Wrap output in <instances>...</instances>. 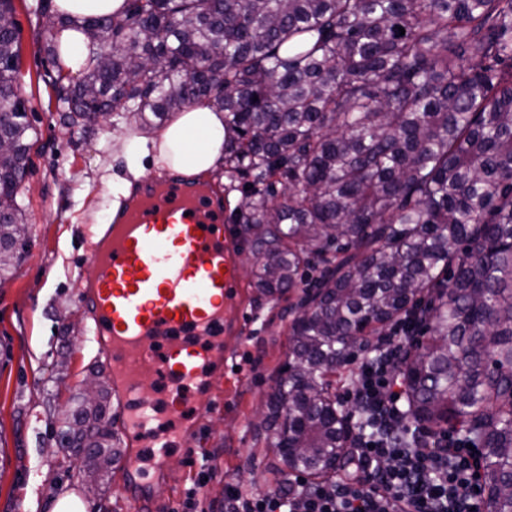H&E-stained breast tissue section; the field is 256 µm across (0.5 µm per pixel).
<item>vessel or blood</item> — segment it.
I'll list each match as a JSON object with an SVG mask.
<instances>
[{"label": "vessel or blood", "mask_w": 512, "mask_h": 512, "mask_svg": "<svg viewBox=\"0 0 512 512\" xmlns=\"http://www.w3.org/2000/svg\"><path fill=\"white\" fill-rule=\"evenodd\" d=\"M146 200L125 206L93 245L98 273L82 293L93 310L91 328L118 382L119 408L128 437L150 432L155 406L143 384L162 376L172 382L165 413L174 427L185 421L186 390L207 386L208 407L222 399L223 381L208 371L228 325L224 305L243 304L237 271L238 241L227 231L230 216L217 201L171 184L161 193L142 190ZM209 337L205 347L186 335ZM168 342L157 351L159 339ZM143 487L168 469L167 458L149 463L138 456L119 460Z\"/></svg>", "instance_id": "1"}]
</instances>
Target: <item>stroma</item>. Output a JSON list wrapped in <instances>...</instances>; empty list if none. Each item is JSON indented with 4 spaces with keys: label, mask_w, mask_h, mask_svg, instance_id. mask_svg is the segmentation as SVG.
<instances>
[{
    "label": "stroma",
    "mask_w": 512,
    "mask_h": 512,
    "mask_svg": "<svg viewBox=\"0 0 512 512\" xmlns=\"http://www.w3.org/2000/svg\"><path fill=\"white\" fill-rule=\"evenodd\" d=\"M27 2L13 0L14 17L21 30V91L38 141L19 197L30 247L0 284V512H51L65 491L81 497L88 512H130L120 467L88 487L76 449L60 445L59 415L87 376L112 386L105 354L85 334L89 319L80 285L94 270L93 234L130 178L114 143L136 124L64 126L52 85L56 67L44 50L42 21ZM237 261L247 307L243 333L224 339L227 399L212 413H197L195 426L175 443L170 470L155 480L145 512H173L192 488L200 506H220L227 486L267 492L286 474L263 419L289 360L290 311L299 294L258 296L255 260L241 255ZM205 465L213 476L195 488Z\"/></svg>",
    "instance_id": "1"
}]
</instances>
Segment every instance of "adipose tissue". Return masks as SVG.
Here are the masks:
<instances>
[{
	"label": "adipose tissue",
	"instance_id": "1",
	"mask_svg": "<svg viewBox=\"0 0 512 512\" xmlns=\"http://www.w3.org/2000/svg\"><path fill=\"white\" fill-rule=\"evenodd\" d=\"M133 178L143 174L141 160L185 175L218 170L224 162V115L192 105L179 112L157 136L131 134L119 141Z\"/></svg>",
	"mask_w": 512,
	"mask_h": 512
}]
</instances>
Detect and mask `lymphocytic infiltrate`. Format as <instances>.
I'll return each instance as SVG.
<instances>
[{"label": "lymphocytic infiltrate", "mask_w": 512, "mask_h": 512, "mask_svg": "<svg viewBox=\"0 0 512 512\" xmlns=\"http://www.w3.org/2000/svg\"><path fill=\"white\" fill-rule=\"evenodd\" d=\"M414 325L380 336L361 361L345 401L360 406L368 426L353 435V457L328 483L284 478L272 493L232 486L225 512H481L479 450L454 431L406 424L399 363Z\"/></svg>", "instance_id": "obj_1"}]
</instances>
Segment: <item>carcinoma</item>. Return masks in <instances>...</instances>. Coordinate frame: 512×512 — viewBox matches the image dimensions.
<instances>
[{
    "label": "carcinoma",
    "instance_id": "1",
    "mask_svg": "<svg viewBox=\"0 0 512 512\" xmlns=\"http://www.w3.org/2000/svg\"><path fill=\"white\" fill-rule=\"evenodd\" d=\"M60 26L90 50L79 82L60 69L53 83L66 125L224 112V192L241 193L232 223L257 293L320 267L266 415L284 467L336 472L367 424L336 373L414 317L430 339L401 366L407 418L471 439L491 512H512V0H125L120 15L54 16L51 57ZM20 59L0 0V278L29 247ZM102 399L64 418L91 478L115 456Z\"/></svg>",
    "mask_w": 512,
    "mask_h": 512
}]
</instances>
